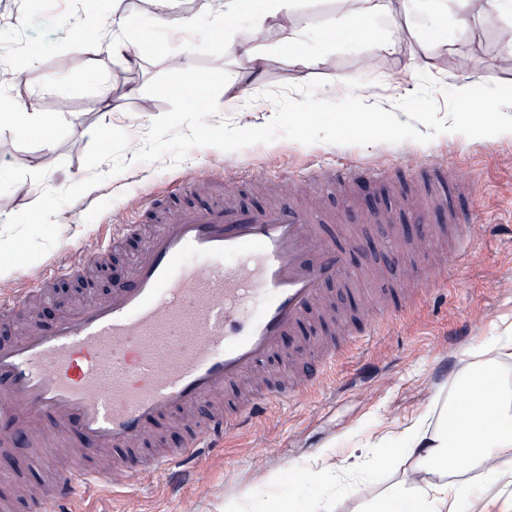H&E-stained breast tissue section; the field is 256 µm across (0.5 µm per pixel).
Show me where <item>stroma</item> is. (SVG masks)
Returning a JSON list of instances; mask_svg holds the SVG:
<instances>
[{
  "instance_id": "35a3bbf8",
  "label": "stroma",
  "mask_w": 512,
  "mask_h": 512,
  "mask_svg": "<svg viewBox=\"0 0 512 512\" xmlns=\"http://www.w3.org/2000/svg\"><path fill=\"white\" fill-rule=\"evenodd\" d=\"M117 12L129 18V38L142 56L138 69H127L106 53L91 57L74 36L75 18L107 27ZM405 18L418 31L410 52L429 61L428 73L440 84H447L452 74L460 80L478 76L486 83H512V55L502 52L498 42V33L506 25L499 15H489L464 38L456 37L447 21L432 22L426 0H407ZM207 27L202 20L178 33L161 31L152 0H120L115 9L96 8L89 0H0V113L8 111L12 102H25L43 112L52 129L47 142L40 133L20 135L0 126V195L11 202L7 222L14 234L31 239L19 270L11 279L0 280V294L29 287L59 257L92 255L111 240L117 225L151 224L148 205L153 197L195 175L220 173L229 159L243 171L271 175L336 160L396 167L399 183L325 188L310 200L324 221L325 234L355 237V266L362 270L387 267L383 225L355 221L342 227L330 222V215L360 209L369 193L378 204L395 209L401 222H408L414 211L424 208L412 177L419 152L429 149L465 162L481 174L473 194L479 204L476 221L484 226L476 242L482 260L452 271L447 247H439L429 262L436 270L449 271L447 295L429 297L406 320L387 325L344 356L312 396L230 435L223 448L200 460L194 487L172 486L162 474L134 491L115 493L94 486L86 489L80 503L85 512L104 506L112 512H221L225 499L245 489L261 464L286 470L282 490L292 492L295 469L311 464L331 437L349 429L366 433L384 417L409 416L421 402V387L447 389L466 368L468 350L501 320H512V134L492 139L446 133L426 145L413 141L303 145L280 138L231 154L213 147L196 148L176 165L167 157L153 163L132 161L150 122L169 109L164 100L147 94L145 87L168 71L173 56L204 66L223 58L231 79L219 95L226 106L212 116L215 124L265 125L275 105L263 98V91L314 78L327 81L317 92L319 98L341 100L344 90L328 87L340 73L361 77L358 96L387 111L419 87L414 75L408 76L403 88L392 81L403 69L404 55L366 42L342 46L309 68L298 67L292 54L279 48L277 32L254 34L245 14L236 22L239 35L255 37L269 56L263 79L256 84L248 64L225 56L222 39L208 35ZM23 50L40 55L37 68H24L19 56ZM105 89L119 104L118 112L102 107L100 94ZM111 126L123 127L124 137L104 139L105 129ZM74 179L89 184L90 192L73 195L70 182ZM47 193L56 202L48 220L42 218L40 208V199ZM356 372L362 373V384L342 389V382ZM402 474V466L393 464L379 469L373 480H351L337 512H358Z\"/></svg>"
}]
</instances>
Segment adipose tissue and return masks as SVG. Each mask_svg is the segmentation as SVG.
Instances as JSON below:
<instances>
[{"instance_id": "adipose-tissue-1", "label": "adipose tissue", "mask_w": 512, "mask_h": 512, "mask_svg": "<svg viewBox=\"0 0 512 512\" xmlns=\"http://www.w3.org/2000/svg\"><path fill=\"white\" fill-rule=\"evenodd\" d=\"M406 0H337L335 20L322 33L326 48L354 40L404 52L414 31L411 26L377 27L376 19L394 18ZM295 0H262L253 9L250 0H203L201 14L209 19V31L224 39V49L245 59L254 79H261L265 54L254 40L243 39L235 20L252 13L255 32L277 30L282 46L303 47L306 31L299 27ZM437 19L451 20L458 34H468L485 16L512 13V0H434ZM200 14V15H201ZM85 42L87 54L107 52L128 69L141 65L126 34V20L114 18L110 30L97 31ZM472 363L449 387L447 397L427 396L426 408L408 421L372 430L370 447L383 448L409 463L402 479L367 502L362 512H512V324L481 339L472 350ZM336 441L318 452L319 465L298 472L297 483L316 487L319 498L296 503L297 512H336L340 493L336 475L350 471L348 459L339 456ZM282 472L275 468L257 471L253 488L224 502V512H286L275 490ZM269 490L257 498L256 490Z\"/></svg>"}]
</instances>
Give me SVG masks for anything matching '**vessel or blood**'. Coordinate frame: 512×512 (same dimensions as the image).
I'll list each match as a JSON object with an SVG mask.
<instances>
[{
	"mask_svg": "<svg viewBox=\"0 0 512 512\" xmlns=\"http://www.w3.org/2000/svg\"><path fill=\"white\" fill-rule=\"evenodd\" d=\"M415 171L417 183L441 188L449 267L480 263L474 213L457 204L473 171L432 154ZM391 175L388 165L321 166L286 173L288 197L261 210L161 205L162 221L142 244L127 283L106 300L68 307L47 329L25 315L30 290L1 295L0 318L18 323L21 333L0 342V420L11 424L0 431V448L31 435L34 453L54 474L45 499L73 500L93 482L133 489L154 473L196 480L191 462L317 387L335 365L341 345L306 335L308 326L330 315L348 340L376 334L375 315L360 321L338 309V288L356 277L348 250L319 233L299 199L324 185ZM246 178L271 181L264 172L230 166L220 175L233 190ZM79 272L59 261L33 288ZM446 288L431 269L422 283H401L377 297L397 315ZM298 333L305 339L289 352L291 374L269 377L266 361ZM177 417L189 429L180 447L146 458L130 453L157 424Z\"/></svg>",
	"mask_w": 512,
	"mask_h": 512,
	"instance_id": "b4317fda",
	"label": "vessel or blood"
}]
</instances>
